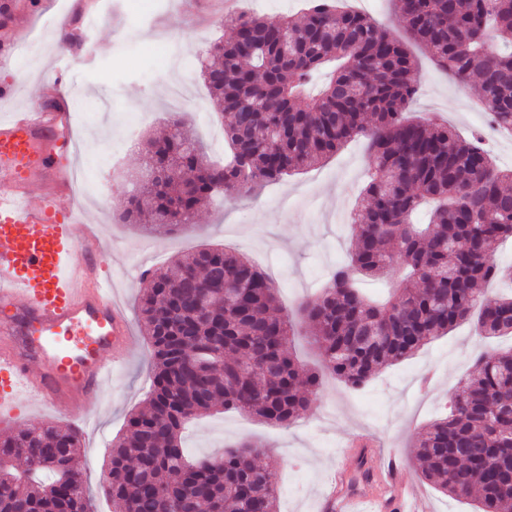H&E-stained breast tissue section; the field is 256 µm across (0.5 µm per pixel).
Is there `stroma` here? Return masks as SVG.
<instances>
[{"label": "stroma", "mask_w": 512, "mask_h": 512, "mask_svg": "<svg viewBox=\"0 0 512 512\" xmlns=\"http://www.w3.org/2000/svg\"><path fill=\"white\" fill-rule=\"evenodd\" d=\"M302 0H102L103 18L90 32L92 52L61 42L74 11V0H12L6 18L8 41L25 54L24 63L7 76L10 97L0 98V118L42 100L44 85L59 71L73 76L64 86L68 99H83L94 114L72 122L73 143L65 155L73 169L85 168L87 151L76 143L97 140L108 146L102 186L91 199L66 195L60 207L79 208L80 223L95 225L101 241L98 262L112 280L128 318H135L147 279L138 269L167 266L176 256L201 245H221L251 258L279 290V303L290 310L322 288L336 264L353 247L352 213L367 182L366 141L359 138L323 163L270 183L257 196L214 201L200 209L193 228L157 235L124 223L125 191L143 165L144 143L163 134L171 114L180 115L204 145L211 160L224 157L225 120L208 100L199 69L181 74L163 68L158 46L177 42L198 55L215 39L230 38L223 19L231 10H250L268 18L294 14ZM417 92L408 107L410 119L445 123L461 136L481 131L488 114L478 99L477 81L459 84L438 69L421 48ZM485 348L471 325L463 324L439 337L407 360L383 369L362 389L352 390L324 377L306 412L293 424L279 427L234 411L213 413L191 424L185 444L193 454L223 452L225 446L249 441L265 450L278 488L298 483L297 493L281 500L280 512H321V496L357 440L373 458L402 459V475L417 485L423 512H472L436 490L417 471L414 436L441 413L458 380ZM150 384V355L140 343L115 372L102 396L77 404L69 419L81 430L80 468L92 490L94 512H116L102 491V473L115 437L128 414L144 407Z\"/></svg>", "instance_id": "stroma-1"}]
</instances>
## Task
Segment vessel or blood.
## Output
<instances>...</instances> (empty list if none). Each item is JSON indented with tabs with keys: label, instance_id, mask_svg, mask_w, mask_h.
<instances>
[{
	"label": "vessel or blood",
	"instance_id": "vessel-or-blood-1",
	"mask_svg": "<svg viewBox=\"0 0 512 512\" xmlns=\"http://www.w3.org/2000/svg\"><path fill=\"white\" fill-rule=\"evenodd\" d=\"M68 108L30 107L0 121V412L19 395L64 415L101 395L132 351L122 306L93 255L97 240L59 208L72 176L59 153L69 145ZM40 204L28 201L35 182ZM382 490L337 494L324 512H419L395 463L380 465Z\"/></svg>",
	"mask_w": 512,
	"mask_h": 512
}]
</instances>
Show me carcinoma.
I'll return each instance as SVG.
<instances>
[{"label": "carcinoma", "mask_w": 512, "mask_h": 512, "mask_svg": "<svg viewBox=\"0 0 512 512\" xmlns=\"http://www.w3.org/2000/svg\"><path fill=\"white\" fill-rule=\"evenodd\" d=\"M405 22L400 41L339 0H307L303 15L276 19L240 11L226 23L230 40L198 57L224 127V163L207 160L183 119L146 143V162L177 177L131 192L122 219L148 213L159 233L194 224L200 206L218 197L251 196L263 186L367 140L370 179L354 213L355 246L319 295L278 315L273 281L244 256L205 245L149 272L139 321L151 353L145 409L130 413L113 440L104 486L120 512H277L278 490L252 443L219 456L189 458L182 430L212 412L235 410L277 426L306 411L321 372L360 387L455 327L475 320L490 340L512 335V296L486 286L512 282L494 242L512 239V170L497 169L480 136L409 120L416 60L465 84L480 78V102L512 131V0H392ZM334 65L316 96L309 89ZM428 211V223L412 218ZM408 274L384 303L354 279ZM233 288L239 303L216 295L198 312L204 288ZM312 339L323 371L306 369L288 348ZM81 436L43 422L0 436V512H90L78 470ZM414 448L421 477L477 512H512V349L486 351L448 395V412L425 425ZM47 471L50 481L39 478Z\"/></svg>", "instance_id": "cac0c4a2"}]
</instances>
